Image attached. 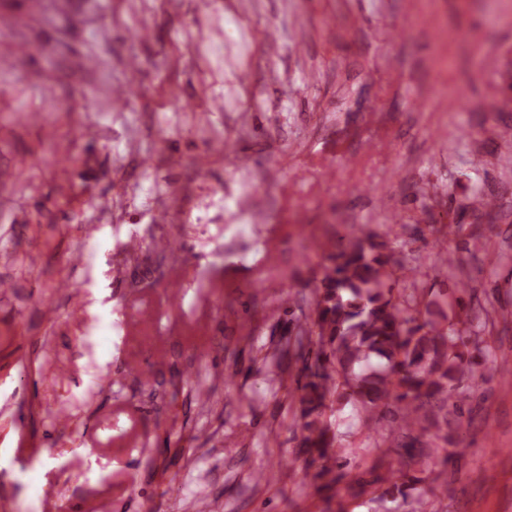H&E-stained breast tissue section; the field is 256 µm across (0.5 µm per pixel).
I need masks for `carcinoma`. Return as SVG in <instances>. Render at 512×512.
<instances>
[{
	"mask_svg": "<svg viewBox=\"0 0 512 512\" xmlns=\"http://www.w3.org/2000/svg\"><path fill=\"white\" fill-rule=\"evenodd\" d=\"M317 289L310 342L302 356L300 391L301 446L323 462L320 475L332 472L328 462L344 458L326 413L351 397L367 414L386 411L400 420L401 437L433 430L448 442V415L462 417L460 389L475 379L476 337L456 327L454 307L429 302L423 313L405 316L388 282L395 260L375 243L357 239L338 244L329 256ZM359 485L385 483L381 497L416 493L421 504L432 489L426 478L399 468L391 477L359 476Z\"/></svg>",
	"mask_w": 512,
	"mask_h": 512,
	"instance_id": "carcinoma-1",
	"label": "carcinoma"
}]
</instances>
